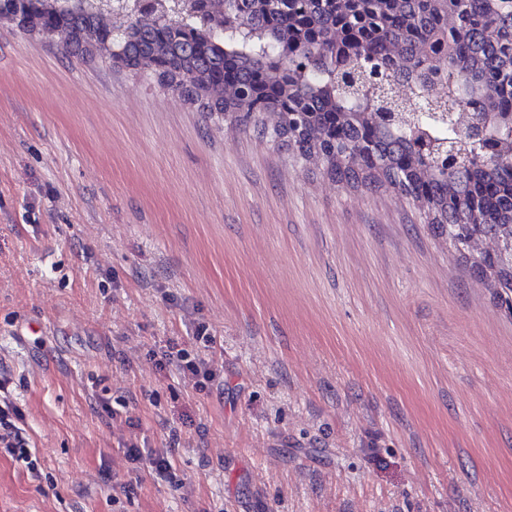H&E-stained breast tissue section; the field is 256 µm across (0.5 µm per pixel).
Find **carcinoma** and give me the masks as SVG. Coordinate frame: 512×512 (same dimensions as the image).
I'll return each instance as SVG.
<instances>
[{
  "label": "carcinoma",
  "instance_id": "1",
  "mask_svg": "<svg viewBox=\"0 0 512 512\" xmlns=\"http://www.w3.org/2000/svg\"><path fill=\"white\" fill-rule=\"evenodd\" d=\"M164 0L161 10L113 21L105 0H0V23L29 16L22 32L55 38L83 59L122 60L127 67L170 75L166 87L204 112L254 121L286 137L302 159L321 160L335 182L392 188L422 199L431 224L457 249L470 238L512 239V140L490 126L487 147L501 160L484 161L482 146L451 121L423 124L429 141L454 139L470 156L451 173L435 171L411 130L371 116L329 85L339 67L374 66L407 92L433 71L423 47L448 33V64L435 84L456 100L476 99L478 111L512 113V0H240L250 28L243 39L224 32V0ZM300 51L297 68L268 70L278 50ZM369 142L359 164L344 153ZM478 277L494 298L512 295V266L484 261Z\"/></svg>",
  "mask_w": 512,
  "mask_h": 512
}]
</instances>
